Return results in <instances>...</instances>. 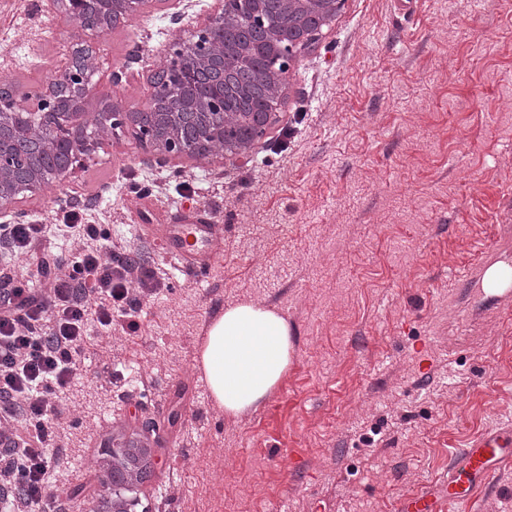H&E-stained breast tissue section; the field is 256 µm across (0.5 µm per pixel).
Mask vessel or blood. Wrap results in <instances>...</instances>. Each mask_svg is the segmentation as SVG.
I'll use <instances>...</instances> for the list:
<instances>
[{"label":"vessel or blood","mask_w":512,"mask_h":512,"mask_svg":"<svg viewBox=\"0 0 512 512\" xmlns=\"http://www.w3.org/2000/svg\"><path fill=\"white\" fill-rule=\"evenodd\" d=\"M224 236L223 225L214 223L203 212L164 227L162 241L171 259L184 270L203 272L217 260ZM512 463V424L498 432L474 439L468 447L459 449L448 477V500L456 505L470 502L477 479L492 475Z\"/></svg>","instance_id":"1"}]
</instances>
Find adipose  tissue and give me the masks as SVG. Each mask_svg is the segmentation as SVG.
Segmentation results:
<instances>
[{"label":"adipose tissue","instance_id":"ef3b65f1","mask_svg":"<svg viewBox=\"0 0 512 512\" xmlns=\"http://www.w3.org/2000/svg\"><path fill=\"white\" fill-rule=\"evenodd\" d=\"M292 351L287 320L275 308L247 300L211 319L197 363L215 406L238 418L257 409L277 389Z\"/></svg>","mask_w":512,"mask_h":512}]
</instances>
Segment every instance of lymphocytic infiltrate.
<instances>
[{
  "label": "lymphocytic infiltrate",
  "instance_id": "lymphocytic-infiltrate-1",
  "mask_svg": "<svg viewBox=\"0 0 512 512\" xmlns=\"http://www.w3.org/2000/svg\"><path fill=\"white\" fill-rule=\"evenodd\" d=\"M76 238L69 261L39 283L21 280L12 257H35L58 233ZM0 446L9 449L10 484L28 503L49 495L55 462L49 452L60 396L72 383L92 326L111 331L115 319L136 330L143 297L165 286L137 258L113 252L95 224H0Z\"/></svg>",
  "mask_w": 512,
  "mask_h": 512
}]
</instances>
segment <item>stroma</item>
Returning <instances> with one entry per match:
<instances>
[{
	"mask_svg": "<svg viewBox=\"0 0 512 512\" xmlns=\"http://www.w3.org/2000/svg\"><path fill=\"white\" fill-rule=\"evenodd\" d=\"M210 6L165 0L93 38L88 111L105 94L140 108L159 47ZM47 8L0 0V85L16 96L85 37ZM137 43L135 76L108 87L101 72ZM145 153L116 127L84 169L14 204L27 224L77 211L168 276L137 332L90 348L36 512H399L422 488L447 492L453 451L512 412V295L483 288L489 267L512 265V0H346L293 60L249 159L152 168ZM193 211L224 226L203 273L176 270L149 230ZM248 299L278 308L294 354L271 397L233 419L195 358L210 319ZM109 448L146 449L149 477L114 480ZM472 512H512V466L479 484Z\"/></svg>",
	"mask_w": 512,
	"mask_h": 512,
	"instance_id": "stroma-1",
	"label": "stroma"
}]
</instances>
